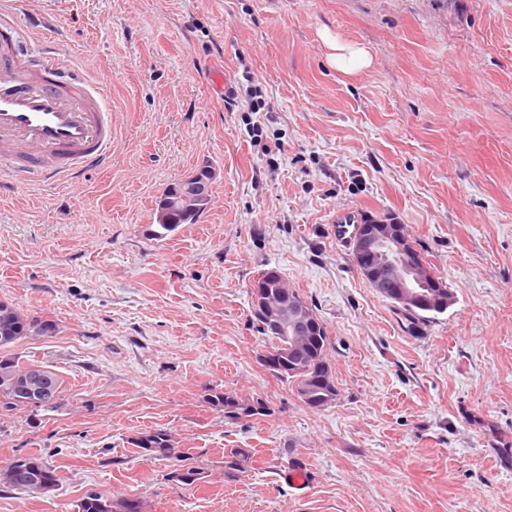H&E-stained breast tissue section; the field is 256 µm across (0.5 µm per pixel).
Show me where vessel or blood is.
<instances>
[{"label": "vessel or blood", "instance_id": "obj_1", "mask_svg": "<svg viewBox=\"0 0 512 512\" xmlns=\"http://www.w3.org/2000/svg\"><path fill=\"white\" fill-rule=\"evenodd\" d=\"M18 27L0 18V166L22 178H76L112 159V112L102 86L63 81L50 57L15 52Z\"/></svg>", "mask_w": 512, "mask_h": 512}]
</instances>
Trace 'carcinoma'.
Here are the masks:
<instances>
[{"mask_svg": "<svg viewBox=\"0 0 512 512\" xmlns=\"http://www.w3.org/2000/svg\"><path fill=\"white\" fill-rule=\"evenodd\" d=\"M57 330L53 320L31 318L24 311L9 302L0 301V349L9 348L24 338L31 336H48ZM39 366L37 362L21 359L15 354L0 355V412L38 411L57 407L62 397V380L52 370H47L55 382L54 389L34 400L19 391L32 368ZM242 406L240 415L224 414V418L236 422L242 418L263 415L267 412L261 401L251 402L242 398L237 399ZM131 443L143 450L144 456L151 459H167L174 449L170 434L165 430L142 432L135 436ZM19 467L17 461L0 468V487L19 491L28 496L36 492L27 487L24 478L16 473ZM172 481L193 485L204 478V472L195 467L175 469L170 472ZM77 512H142L140 501L136 499L112 500V497L91 490L76 504Z\"/></svg>", "mask_w": 512, "mask_h": 512, "instance_id": "obj_1", "label": "carcinoma"}]
</instances>
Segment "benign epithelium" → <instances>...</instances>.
I'll return each mask as SVG.
<instances>
[{
    "label": "benign epithelium",
    "instance_id": "obj_1",
    "mask_svg": "<svg viewBox=\"0 0 512 512\" xmlns=\"http://www.w3.org/2000/svg\"><path fill=\"white\" fill-rule=\"evenodd\" d=\"M216 168L206 162L196 173L178 181L172 191L160 196L157 218L167 222L174 216L193 221L207 210ZM353 261L364 279L375 282L393 301L432 311L444 312L449 301L444 283L423 262L411 239L398 220L389 217H366L356 226ZM251 313L265 329L290 337L292 344L281 352H267L262 364L283 379L295 376L293 390L298 398L310 402L326 399V392L335 389V371L324 364L311 375H302L307 354L321 342L325 334L322 322L304 298L289 290L283 276L276 270L256 279L251 287ZM51 380L41 369H33L24 389L33 394L47 391Z\"/></svg>",
    "mask_w": 512,
    "mask_h": 512
}]
</instances>
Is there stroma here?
Instances as JSON below:
<instances>
[{"label":"stroma","mask_w":512,"mask_h":512,"mask_svg":"<svg viewBox=\"0 0 512 512\" xmlns=\"http://www.w3.org/2000/svg\"><path fill=\"white\" fill-rule=\"evenodd\" d=\"M21 50L89 76L112 162L18 184L0 170V301L54 319L15 354L62 379L52 411L0 414V468L58 475L0 512H512V0H0ZM365 48L345 73L326 37ZM222 72L223 95L211 77ZM212 162V205L151 235L164 189ZM393 216L454 296L413 330L329 220ZM325 323L339 397L307 407L261 365V270ZM261 399L236 422L209 394ZM168 431L184 459L130 440ZM251 458L235 476L230 449ZM187 464L204 479L184 486ZM300 469L305 491L287 471ZM77 512H141L140 501L136 499L112 500L111 496L91 490L75 505Z\"/></svg>","instance_id":"35a3bbf8"}]
</instances>
